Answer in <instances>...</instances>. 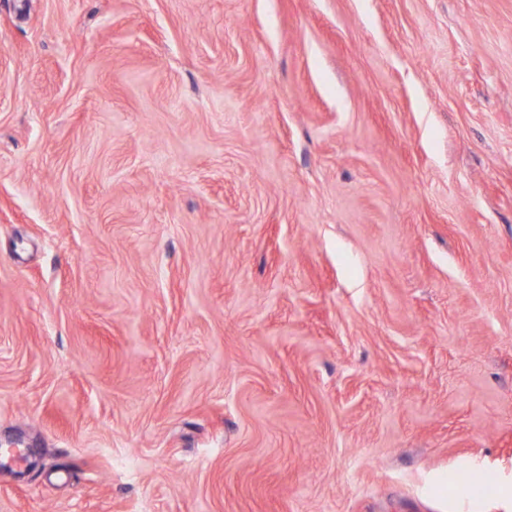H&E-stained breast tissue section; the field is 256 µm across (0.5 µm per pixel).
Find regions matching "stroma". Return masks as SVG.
I'll use <instances>...</instances> for the list:
<instances>
[{"instance_id":"35a3bbf8","label":"stroma","mask_w":512,"mask_h":512,"mask_svg":"<svg viewBox=\"0 0 512 512\" xmlns=\"http://www.w3.org/2000/svg\"><path fill=\"white\" fill-rule=\"evenodd\" d=\"M0 437V512H512V0H0Z\"/></svg>"}]
</instances>
